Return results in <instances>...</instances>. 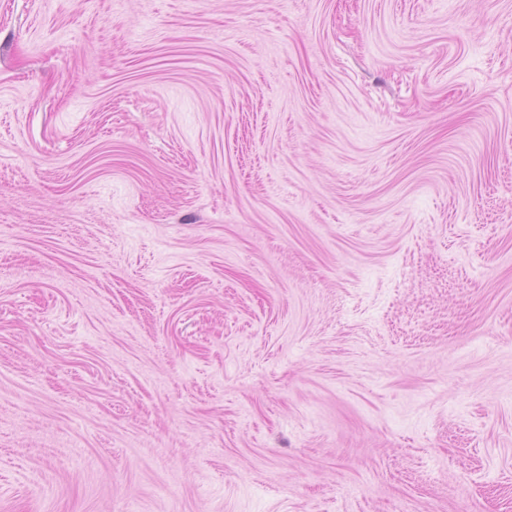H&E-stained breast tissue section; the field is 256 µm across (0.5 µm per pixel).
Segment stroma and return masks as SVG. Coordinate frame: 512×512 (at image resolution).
<instances>
[{
    "label": "stroma",
    "instance_id": "stroma-1",
    "mask_svg": "<svg viewBox=\"0 0 512 512\" xmlns=\"http://www.w3.org/2000/svg\"><path fill=\"white\" fill-rule=\"evenodd\" d=\"M0 512H512V0H0Z\"/></svg>",
    "mask_w": 512,
    "mask_h": 512
}]
</instances>
